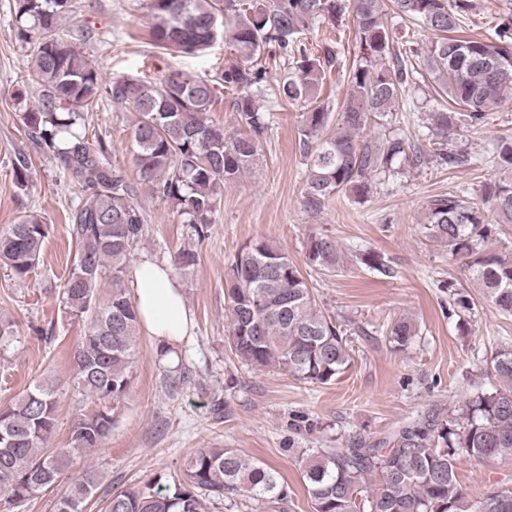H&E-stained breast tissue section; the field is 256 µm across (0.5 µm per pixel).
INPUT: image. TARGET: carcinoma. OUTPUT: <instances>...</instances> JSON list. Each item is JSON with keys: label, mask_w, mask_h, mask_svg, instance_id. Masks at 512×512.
I'll use <instances>...</instances> for the list:
<instances>
[{"label": "carcinoma", "mask_w": 512, "mask_h": 512, "mask_svg": "<svg viewBox=\"0 0 512 512\" xmlns=\"http://www.w3.org/2000/svg\"><path fill=\"white\" fill-rule=\"evenodd\" d=\"M72 6L73 0H14L13 11L38 76L37 105L22 113L25 131L80 191L68 215L77 255L60 303L67 316L87 322L74 354L75 382L99 406L75 423L67 448L48 446L57 426L54 383L39 381L0 408V490L15 503L54 487L71 453L103 443L114 417L109 403H121L133 380L140 321L123 278L144 216L137 183L112 162L106 140L89 137L84 111L105 102L134 109L132 159L139 180L171 202L203 238L224 188L259 160L266 123L255 91L267 81L259 60L272 47L289 61L276 78L278 95L307 106L299 147L307 166L302 205L309 214H320L341 194L362 203L374 185L397 180L428 156L442 167L470 165L471 156L447 147L448 136L489 124L491 109L512 98V23H500L493 38L454 36L472 0H146L150 39L161 53L195 57L227 37L236 54L212 79L174 69L159 82L129 75L104 79L60 31L59 21ZM350 11L358 52L334 116L320 97L337 55L325 43L302 48L296 39L315 25L340 26ZM385 12L436 35L425 65L448 104L429 113L438 142L427 153L399 128L380 140L363 135L371 120L397 111L408 97L406 88L416 84L403 56L416 52L415 41L408 31L404 41L393 34L383 23ZM218 84L235 94L232 131L209 119ZM333 120L334 133L328 131ZM492 163L494 175L475 195L461 190L427 201L424 234L466 259L485 298L509 317L512 259L488 242L497 225L512 224L511 136L494 140ZM13 178L17 189H28L31 167L23 155L16 158ZM48 233L34 213L0 233V263L13 278L25 280L34 272ZM197 261L196 252L184 247L174 256L175 270L185 274ZM304 264L336 271V242L310 236ZM107 274L112 294L102 300L99 288ZM449 306L468 312L474 302L453 289ZM224 308L229 349L253 367L278 368L320 386L333 384L351 365L341 325L318 304L288 254L265 241H249L235 254ZM416 335L412 319L401 316L387 340L402 351ZM489 372L495 382L472 392L457 410L431 408L382 438L307 455L301 474L313 512H512V490L475 497L456 471L462 457L512 456L511 347L492 353ZM101 482L97 469H85L55 498L52 512H86ZM233 496L279 503L288 498V486L276 470L234 448H200L173 486L116 490L105 512H208L209 503Z\"/></svg>", "instance_id": "1"}]
</instances>
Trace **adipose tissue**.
Listing matches in <instances>:
<instances>
[{"label":"adipose tissue","instance_id":"1","mask_svg":"<svg viewBox=\"0 0 512 512\" xmlns=\"http://www.w3.org/2000/svg\"><path fill=\"white\" fill-rule=\"evenodd\" d=\"M135 302L141 322L158 343L171 345L184 336L189 314L182 290L167 264L142 259L135 271Z\"/></svg>","mask_w":512,"mask_h":512}]
</instances>
